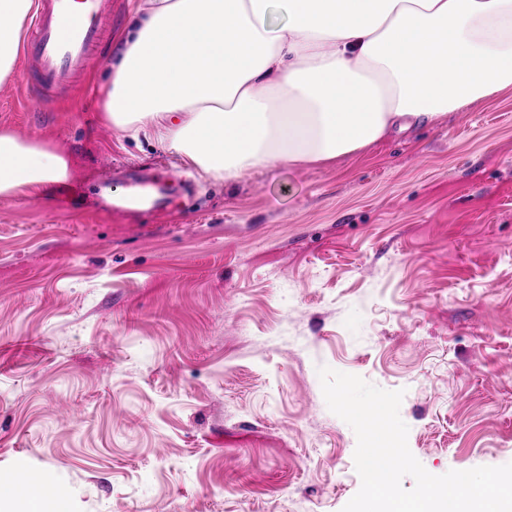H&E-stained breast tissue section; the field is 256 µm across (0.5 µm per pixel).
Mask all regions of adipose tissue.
Instances as JSON below:
<instances>
[{"mask_svg": "<svg viewBox=\"0 0 512 512\" xmlns=\"http://www.w3.org/2000/svg\"><path fill=\"white\" fill-rule=\"evenodd\" d=\"M36 0H0V79ZM512 87V0H134L107 120L224 180L321 163ZM0 133V196L67 181ZM44 474L0 476V512H69Z\"/></svg>", "mask_w": 512, "mask_h": 512, "instance_id": "obj_1", "label": "adipose tissue"}]
</instances>
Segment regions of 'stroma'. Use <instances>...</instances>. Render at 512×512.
I'll return each mask as SVG.
<instances>
[{"instance_id": "stroma-1", "label": "stroma", "mask_w": 512, "mask_h": 512, "mask_svg": "<svg viewBox=\"0 0 512 512\" xmlns=\"http://www.w3.org/2000/svg\"><path fill=\"white\" fill-rule=\"evenodd\" d=\"M131 2L48 111L22 59L0 81V131L73 168L0 196V472L44 471L70 512H341L357 440L322 365L404 390L431 474L511 463L512 87L330 162L215 179L104 119ZM105 158L169 194L126 207L134 177Z\"/></svg>"}]
</instances>
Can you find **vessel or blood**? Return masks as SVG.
Masks as SVG:
<instances>
[{
    "label": "vessel or blood",
    "mask_w": 512,
    "mask_h": 512,
    "mask_svg": "<svg viewBox=\"0 0 512 512\" xmlns=\"http://www.w3.org/2000/svg\"><path fill=\"white\" fill-rule=\"evenodd\" d=\"M111 10V0H42L23 46L34 74L32 110L46 111L52 91L89 66L102 39L99 21Z\"/></svg>",
    "instance_id": "b4317fda"
}]
</instances>
